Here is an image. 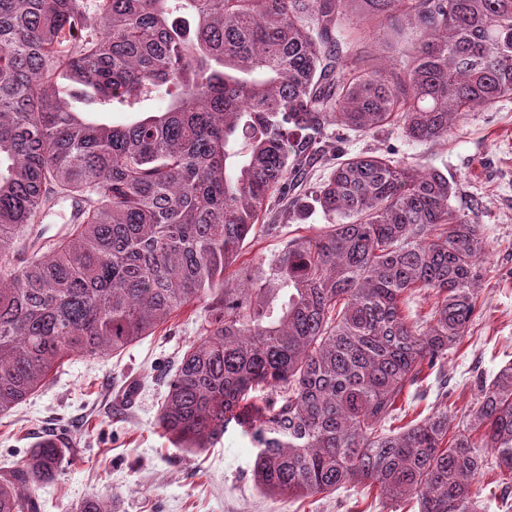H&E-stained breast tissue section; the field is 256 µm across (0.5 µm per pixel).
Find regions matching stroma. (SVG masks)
Listing matches in <instances>:
<instances>
[{"label": "stroma", "mask_w": 512, "mask_h": 512, "mask_svg": "<svg viewBox=\"0 0 512 512\" xmlns=\"http://www.w3.org/2000/svg\"><path fill=\"white\" fill-rule=\"evenodd\" d=\"M347 155L394 150L421 168H436L455 188L453 206L481 225L486 241L483 281L470 330L444 364L448 412L476 407L482 381L512 361V99L467 113L447 139L407 141L399 129L343 135ZM240 261L255 265L277 255L288 240L313 236L330 221L317 203L305 212L274 207ZM202 303L183 309L154 336L118 355L73 357L10 413L0 415V471L43 437L70 442L60 471L36 488L41 512H69L90 495L112 496L117 512H416L358 485L332 494L283 498L262 493L252 479L255 450L239 432L199 454L174 447L158 425L166 376L177 354L199 336ZM481 512H512V488L496 468L473 482Z\"/></svg>", "instance_id": "stroma-1"}]
</instances>
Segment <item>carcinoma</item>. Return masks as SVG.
Listing matches in <instances>:
<instances>
[{
  "label": "carcinoma",
  "mask_w": 512,
  "mask_h": 512,
  "mask_svg": "<svg viewBox=\"0 0 512 512\" xmlns=\"http://www.w3.org/2000/svg\"><path fill=\"white\" fill-rule=\"evenodd\" d=\"M387 29L389 56L365 45ZM167 106L128 124L99 112ZM512 99V0H0V415L74 355L117 354L211 298L158 422L195 452L231 428L252 477L285 497L359 484L418 512H478L492 450L512 487V362L448 419L442 362L476 312L485 242L437 169L336 162L315 202L334 221L238 264L327 129L448 138ZM73 226L16 263L40 214ZM422 315L405 312L420 292ZM437 409L393 428L428 397ZM66 449L50 439L0 475V512H39ZM70 512H112L86 497Z\"/></svg>",
  "instance_id": "cac0c4a2"
}]
</instances>
